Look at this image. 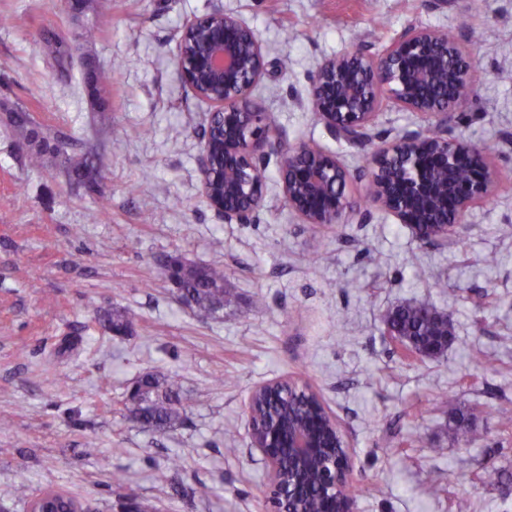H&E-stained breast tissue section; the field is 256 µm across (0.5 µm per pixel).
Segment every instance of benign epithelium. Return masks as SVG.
<instances>
[{"label": "benign epithelium", "mask_w": 512, "mask_h": 512, "mask_svg": "<svg viewBox=\"0 0 512 512\" xmlns=\"http://www.w3.org/2000/svg\"><path fill=\"white\" fill-rule=\"evenodd\" d=\"M177 73L193 95L213 108L203 135L200 167L203 194L224 222L244 223L265 197V156L280 153L284 198L306 224H338L351 209L350 172L336 157L305 146L280 148L269 113L252 98L265 74L262 44L243 19L213 12L183 28ZM475 85L471 56L462 43L427 29L408 27L379 56L347 52L325 60L311 87V103L327 129L359 141H372L377 111L385 103L418 112L442 128L436 143L409 133L371 156L369 182L373 201L425 241L457 234L468 212L492 195L497 172L476 145L448 135V111L468 101ZM221 120L224 136L216 144L211 126ZM460 166L471 177L460 182ZM402 178L407 195L436 197L437 210L424 218L390 191ZM319 409L298 419L278 413L265 420V436L256 435L255 412L248 406L254 447L268 464L262 495L267 512H303L287 508L289 483L316 477L324 512H355L353 450L349 436L315 390ZM289 448L288 476L274 456L275 444Z\"/></svg>", "instance_id": "1"}]
</instances>
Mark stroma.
I'll return each mask as SVG.
<instances>
[{"label":"stroma","mask_w":512,"mask_h":512,"mask_svg":"<svg viewBox=\"0 0 512 512\" xmlns=\"http://www.w3.org/2000/svg\"><path fill=\"white\" fill-rule=\"evenodd\" d=\"M482 3L493 36L478 43L459 25L470 0H93L76 19L68 0H0V512H27L44 489L79 497L85 512H122L128 496L155 512H263L250 395L299 376L352 440L357 512H512V428L500 421L512 413V0ZM216 10L263 45L253 98L282 147L328 151L352 174L344 223L303 222L276 154L247 223H225L205 200L211 106L183 86L175 57L184 22ZM89 26L98 37L78 40ZM410 26L452 31L471 52L475 94L448 133L495 144L501 173L446 243L418 239L371 201L372 146L335 136L310 104L325 59L381 53ZM52 31L72 48L61 66ZM116 60L105 103L93 102L86 62ZM17 107L68 137L70 155L97 152L108 215L58 165L30 167L8 124ZM432 125L389 104L373 134L389 142ZM170 257L223 265V309L199 320L160 273ZM407 302L448 314L457 339L444 356L408 360L390 341L383 318ZM110 308L127 313L128 333L97 322ZM477 350L487 371L472 367ZM146 372L183 383V420L164 435L124 411ZM449 391L474 416L470 443L448 433ZM488 466L503 479L479 481Z\"/></svg>","instance_id":"35a3bbf8"}]
</instances>
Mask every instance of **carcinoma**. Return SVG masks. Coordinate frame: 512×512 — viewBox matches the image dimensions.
Returning <instances> with one entry per match:
<instances>
[{"label": "carcinoma", "instance_id": "cac0c4a2", "mask_svg": "<svg viewBox=\"0 0 512 512\" xmlns=\"http://www.w3.org/2000/svg\"><path fill=\"white\" fill-rule=\"evenodd\" d=\"M88 84L93 98L101 102L111 85V76L104 71L94 72ZM10 126L18 140L30 147L33 163L44 164L47 155L55 158L69 181L98 195L100 213H107L109 199L98 189V172L91 157L69 155L68 142L58 134L44 131L24 108L11 112ZM161 269L176 285L179 298L192 307L198 317L208 319L224 308L223 267L170 258L161 264ZM100 321L108 331L122 333L130 323L126 312L117 309L105 312ZM384 323L393 338L415 350L427 351L430 358L443 356L454 340L451 322L435 308L422 304L398 305L386 313ZM135 384L136 391L124 402L127 417L160 434L172 431L182 418L180 379L147 373ZM298 495L305 512H321L323 500L316 485H303Z\"/></svg>", "mask_w": 512, "mask_h": 512}]
</instances>
